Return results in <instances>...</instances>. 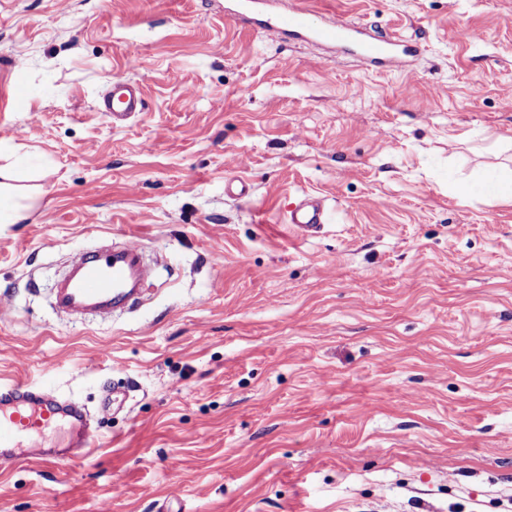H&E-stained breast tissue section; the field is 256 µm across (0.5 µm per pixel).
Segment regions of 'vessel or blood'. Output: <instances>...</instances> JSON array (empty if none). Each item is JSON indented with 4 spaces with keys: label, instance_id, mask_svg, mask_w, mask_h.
Segmentation results:
<instances>
[{
    "label": "vessel or blood",
    "instance_id": "b4317fda",
    "mask_svg": "<svg viewBox=\"0 0 512 512\" xmlns=\"http://www.w3.org/2000/svg\"><path fill=\"white\" fill-rule=\"evenodd\" d=\"M280 0H231L229 17L237 23L259 27L271 40L284 42L309 37L316 41L354 47L361 60L370 66L405 69L415 56V44L396 37L375 36L343 19L318 24L309 0H290L280 8ZM144 96L137 83L115 80L112 99L104 105L113 125L124 124L133 114L143 111ZM326 208L322 199L307 197L288 213V222L298 234L317 235L324 226ZM141 247L134 241L123 249L107 254L79 250L69 256L72 271L58 288L56 304L70 315L104 313L129 303L133 298L132 280H145L147 267L139 265ZM62 427L77 447L90 449L97 434L88 411L80 404L61 398L49 387L32 389L24 380L0 384V461L9 463L30 458L57 463L58 458L45 448L26 449V441L38 438L46 430Z\"/></svg>",
    "mask_w": 512,
    "mask_h": 512
}]
</instances>
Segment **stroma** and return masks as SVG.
<instances>
[{"label": "stroma", "instance_id": "1", "mask_svg": "<svg viewBox=\"0 0 512 512\" xmlns=\"http://www.w3.org/2000/svg\"><path fill=\"white\" fill-rule=\"evenodd\" d=\"M224 2L0 0V378L98 431L0 472V512H512V203L458 192L512 169V0H313L417 41L397 73ZM117 77L146 102L118 127ZM129 240L136 308L55 311L72 252ZM288 212V224L302 236H315L324 226L326 208L320 198L306 197L296 209Z\"/></svg>", "mask_w": 512, "mask_h": 512}]
</instances>
